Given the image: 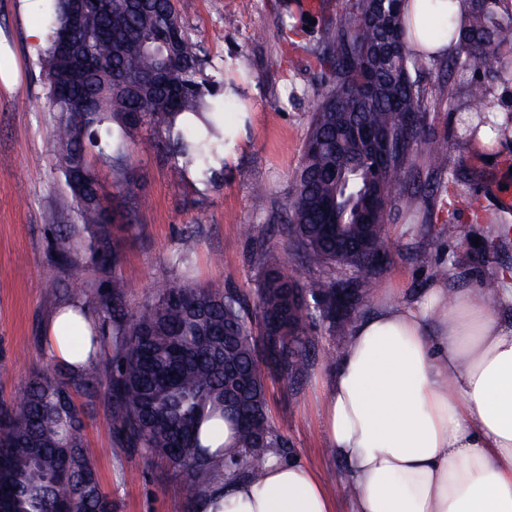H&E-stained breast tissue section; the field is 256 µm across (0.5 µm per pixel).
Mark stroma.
Returning <instances> with one entry per match:
<instances>
[{
    "mask_svg": "<svg viewBox=\"0 0 512 512\" xmlns=\"http://www.w3.org/2000/svg\"><path fill=\"white\" fill-rule=\"evenodd\" d=\"M284 0H177L181 21L200 49L204 72L214 75L233 69L248 73L238 98L252 112L244 144L236 145L224 161L213 187L200 190L176 182L170 174L160 135L141 130L127 163L137 178L131 197L114 196L120 216L112 224V243L120 270L129 276L128 308H137L175 270L173 252L184 237H193L196 253L194 282L224 283L243 293L255 287L258 243H265L289 272L308 275L289 253L281 231L282 216L293 194L292 176L303 153L309 117L314 109L312 89L320 74L310 47L323 35L312 23L303 0H291L298 16L310 20L295 45L282 38ZM45 0L23 9L21 0H0V41L9 46L19 72L15 87L0 82V403H10L32 372L47 363L41 342L44 322L64 302L63 289L96 292L104 283L100 273L76 282L69 270L56 265L48 239L54 227L69 223L72 201L54 170L50 131L55 113L45 98L46 67L43 43L33 42L30 30L47 33ZM432 135L447 139L448 165L457 171L450 180L454 192L478 197L483 218L471 212L449 214L437 203L419 202L417 211L391 212L383 229L388 259L371 283L356 317L370 314L382 295L397 292L417 300L428 282L444 277L449 294L477 289L479 281L512 273V239L497 248L494 260L486 250L496 239L493 218L500 213L498 183L512 168V157L487 163L468 145L462 107L438 101L429 116ZM263 184L264 195L253 192ZM468 224L473 236L457 239L449 223ZM433 260L422 267L413 260L418 248ZM316 349L305 376L286 382L266 379L267 414L288 441L283 461L299 460L335 492V512H351L349 497L338 494L343 464L328 448L322 428L321 395L341 350L344 336L319 331ZM85 413V443L94 460L103 491L113 512H193L182 481L159 460L118 447L105 424V396H79Z\"/></svg>",
    "mask_w": 512,
    "mask_h": 512,
    "instance_id": "obj_1",
    "label": "stroma"
}]
</instances>
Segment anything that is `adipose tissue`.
<instances>
[{"label":"adipose tissue","mask_w":512,"mask_h":512,"mask_svg":"<svg viewBox=\"0 0 512 512\" xmlns=\"http://www.w3.org/2000/svg\"><path fill=\"white\" fill-rule=\"evenodd\" d=\"M468 0H403L412 50H455L449 12ZM90 314L65 304L43 335L50 360L77 364L66 333ZM328 444L353 512H512V321L442 279L414 302H382L349 331L322 400ZM199 512H334L306 466L269 459L259 481L229 479Z\"/></svg>","instance_id":"ef3b65f1"}]
</instances>
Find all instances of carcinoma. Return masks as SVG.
Instances as JSON below:
<instances>
[{
    "label": "carcinoma",
    "mask_w": 512,
    "mask_h": 512,
    "mask_svg": "<svg viewBox=\"0 0 512 512\" xmlns=\"http://www.w3.org/2000/svg\"><path fill=\"white\" fill-rule=\"evenodd\" d=\"M72 0H54L45 50L47 99L57 113L51 130L57 172L73 201L76 227L89 233L78 250L75 227L52 232L53 260L79 279L89 270L119 266L109 233L111 213L87 150L107 165L118 193L131 195L136 178L127 165L135 131L164 136L171 177L203 188L224 170L230 132L216 97L221 81L204 75L197 45L174 0H143L121 13L112 0L88 10L72 41L85 62L75 79L57 47L59 23ZM401 0H346L323 16L324 36L311 52L324 69L305 137L294 192L286 206L288 248L311 271L300 282L264 243L257 246L258 285L247 296L190 280L194 241L172 256L178 273L136 309L126 306L129 278L112 273L105 291L70 297L97 315L92 347L108 351L73 375L53 364L33 373L23 393L0 405V504L6 512H112L94 461L85 448V423L75 395L104 394L106 419L117 444L165 462L197 502L233 475L257 480L284 436L267 415L266 372L301 377L315 346L314 329L349 330L364 287L388 260L387 213L410 208L416 192L393 195L425 153L435 174L448 172V140L427 131L432 110L416 76L431 58L409 51ZM448 75H479L466 85L471 133L491 124L493 89L512 83V8L504 0H469L460 23L448 18ZM165 69L164 80L138 93L119 77L144 79ZM92 96L87 109L71 105V84ZM347 268L354 281L319 271ZM236 425L238 454L224 444L201 452L202 427L213 440L224 418Z\"/></svg>",
    "instance_id": "carcinoma-1"
}]
</instances>
